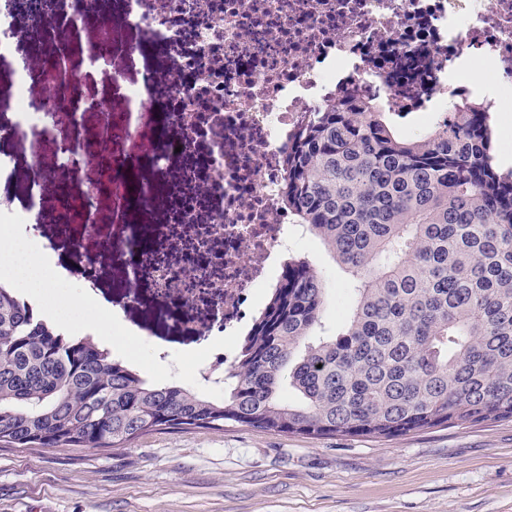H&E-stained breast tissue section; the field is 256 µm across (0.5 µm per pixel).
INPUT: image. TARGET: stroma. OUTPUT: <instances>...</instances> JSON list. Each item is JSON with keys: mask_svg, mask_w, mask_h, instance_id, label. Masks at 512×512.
<instances>
[{"mask_svg": "<svg viewBox=\"0 0 512 512\" xmlns=\"http://www.w3.org/2000/svg\"><path fill=\"white\" fill-rule=\"evenodd\" d=\"M327 288L328 330L341 322L350 278L318 242L300 248ZM148 283L129 308L112 291V312L132 326L150 382L198 389L197 374L220 336H172L153 322ZM182 359L178 374L154 355ZM0 512H512V420L432 429L390 440L277 434L225 424L163 430L123 448H0Z\"/></svg>", "mask_w": 512, "mask_h": 512, "instance_id": "stroma-1", "label": "stroma"}]
</instances>
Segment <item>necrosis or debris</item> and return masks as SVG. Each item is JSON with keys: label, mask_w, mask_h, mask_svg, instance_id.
I'll list each match as a JSON object with an SVG mask.
<instances>
[{"label": "necrosis or debris", "mask_w": 512, "mask_h": 512, "mask_svg": "<svg viewBox=\"0 0 512 512\" xmlns=\"http://www.w3.org/2000/svg\"><path fill=\"white\" fill-rule=\"evenodd\" d=\"M92 14L100 17L99 39L113 40L118 23L129 33L120 52L143 65L125 88L122 121L134 134L135 110L149 108L154 135L133 155L105 140L99 166L107 180L77 195L46 196L58 174L39 155L0 152V234L52 253L56 280L97 294L104 282L80 251L99 238L87 205L104 192L119 197L123 234L98 266L113 270L133 304L149 281L161 316L205 294L207 324L178 320L184 335H243L255 290L308 242L281 205L282 160L300 113L353 91L390 107L402 89L419 100L411 110L419 128L446 125L460 104L512 108V0H113L108 11L102 0H0V70L16 75L11 97L0 102V140L37 130L60 76L118 77L95 50L78 70L65 49ZM31 30L40 41L27 39ZM45 42L55 52L42 54ZM478 62L493 65L484 88L466 75ZM22 164L28 191L15 196L9 187ZM48 202L67 223L42 225L38 213ZM156 211L162 223H141ZM74 223L83 226L78 242Z\"/></svg>", "instance_id": "necrosis-or-debris-1"}]
</instances>
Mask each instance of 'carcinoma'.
I'll return each instance as SVG.
<instances>
[{"label":"carcinoma","instance_id":"obj_1","mask_svg":"<svg viewBox=\"0 0 512 512\" xmlns=\"http://www.w3.org/2000/svg\"><path fill=\"white\" fill-rule=\"evenodd\" d=\"M489 113L407 137L372 99L311 112L286 155L294 223L353 277L324 334L323 281L285 261L213 398L160 386L0 285V447L123 448L230 421L274 433L392 438L512 418V171Z\"/></svg>","mask_w":512,"mask_h":512}]
</instances>
